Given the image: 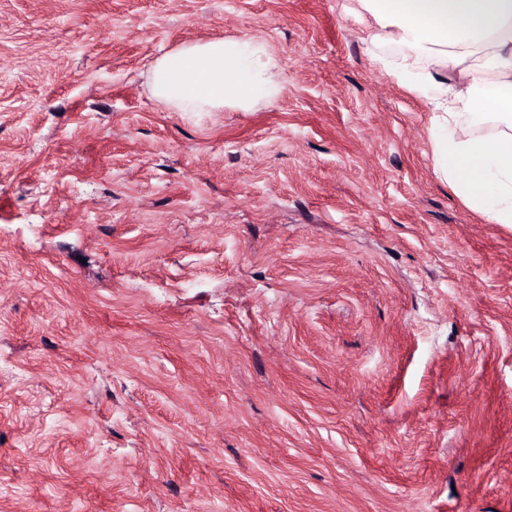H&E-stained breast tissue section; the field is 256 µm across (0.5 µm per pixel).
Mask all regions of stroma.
Returning a JSON list of instances; mask_svg holds the SVG:
<instances>
[{"instance_id": "obj_1", "label": "stroma", "mask_w": 512, "mask_h": 512, "mask_svg": "<svg viewBox=\"0 0 512 512\" xmlns=\"http://www.w3.org/2000/svg\"><path fill=\"white\" fill-rule=\"evenodd\" d=\"M350 0H0V512H512V225ZM265 41L178 112L153 61ZM282 88L267 44L256 39L182 44L151 66L154 97L179 112L249 110Z\"/></svg>"}]
</instances>
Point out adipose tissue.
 <instances>
[{
	"label": "adipose tissue",
	"mask_w": 512,
	"mask_h": 512,
	"mask_svg": "<svg viewBox=\"0 0 512 512\" xmlns=\"http://www.w3.org/2000/svg\"><path fill=\"white\" fill-rule=\"evenodd\" d=\"M369 40L403 50L373 61L431 113L435 173L494 224H512V0H356ZM282 75L256 39L186 43L155 59L151 89L181 112L247 110ZM493 123L496 131L477 134Z\"/></svg>",
	"instance_id": "ef3b65f1"
}]
</instances>
